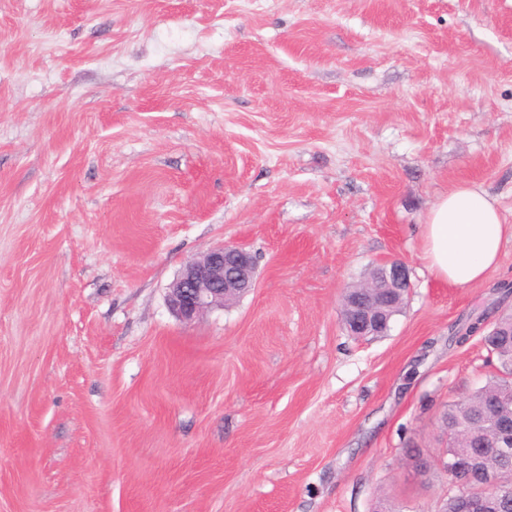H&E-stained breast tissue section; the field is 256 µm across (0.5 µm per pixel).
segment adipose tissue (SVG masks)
Segmentation results:
<instances>
[{
    "instance_id": "ef3b65f1",
    "label": "adipose tissue",
    "mask_w": 512,
    "mask_h": 512,
    "mask_svg": "<svg viewBox=\"0 0 512 512\" xmlns=\"http://www.w3.org/2000/svg\"><path fill=\"white\" fill-rule=\"evenodd\" d=\"M423 237L432 273L464 287L481 280L497 264L503 241L512 239V224L505 222L480 184L464 183L430 208Z\"/></svg>"
}]
</instances>
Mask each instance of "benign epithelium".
<instances>
[{"label": "benign epithelium", "instance_id": "benign-epithelium-1", "mask_svg": "<svg viewBox=\"0 0 512 512\" xmlns=\"http://www.w3.org/2000/svg\"><path fill=\"white\" fill-rule=\"evenodd\" d=\"M255 283L254 256L240 245L223 244L202 259L185 264L169 288L167 305L177 318L189 323L212 309L224 307L254 288ZM408 288V272L403 264L390 261L373 269L363 292L344 295L343 323L350 335H385L390 321L388 309ZM485 446L512 458V413L496 419ZM448 476L453 485L466 487L464 498L477 509L500 486L512 482V469L489 472L482 466V457L466 452L456 458Z\"/></svg>", "mask_w": 512, "mask_h": 512}]
</instances>
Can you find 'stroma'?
I'll use <instances>...</instances> for the list:
<instances>
[{
	"label": "stroma",
	"instance_id": "1",
	"mask_svg": "<svg viewBox=\"0 0 512 512\" xmlns=\"http://www.w3.org/2000/svg\"><path fill=\"white\" fill-rule=\"evenodd\" d=\"M465 182L512 224V0H0V512H438L497 373L458 333L512 312V242L427 267ZM223 243L255 287L180 321ZM390 260L401 312L351 336ZM364 288L362 293L344 295L343 323L351 336H384L391 320L388 309L409 288L408 272L400 262H384L373 269Z\"/></svg>",
	"mask_w": 512,
	"mask_h": 512
}]
</instances>
